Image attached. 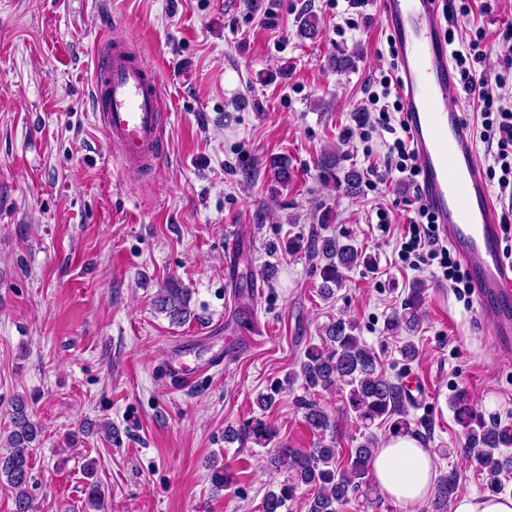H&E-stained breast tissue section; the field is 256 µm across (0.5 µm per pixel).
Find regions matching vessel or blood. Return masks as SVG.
<instances>
[{
    "mask_svg": "<svg viewBox=\"0 0 512 512\" xmlns=\"http://www.w3.org/2000/svg\"><path fill=\"white\" fill-rule=\"evenodd\" d=\"M397 67L396 91L420 169L422 202L469 274L478 320L492 342L512 351V264L501 243L503 225L492 199L466 106L450 102L457 69L448 52L450 0H380ZM92 96L110 144L124 165H152L162 114L155 71L131 59L126 45L101 52Z\"/></svg>",
    "mask_w": 512,
    "mask_h": 512,
    "instance_id": "obj_1",
    "label": "vessel or blood"
}]
</instances>
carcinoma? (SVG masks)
<instances>
[{"label":"carcinoma","instance_id":"cac0c4a2","mask_svg":"<svg viewBox=\"0 0 512 512\" xmlns=\"http://www.w3.org/2000/svg\"><path fill=\"white\" fill-rule=\"evenodd\" d=\"M309 252L321 257L323 296L333 294V288L343 284L346 273L360 265L362 252L352 243H341L334 238L316 237L308 244ZM424 288L412 284L404 308L388 321V330L415 332L419 326L418 308ZM189 293L172 281L158 293L156 310L168 316L171 322L183 324L190 316ZM355 326L349 320L338 319L326 328V346L312 347L305 352L300 364V376L307 391H328L342 383L348 387L345 402L348 410L367 428L376 420L394 418V429L410 432L402 384L386 377L378 370L375 352L354 334ZM456 422L465 430L467 450L479 461L487 473L486 489L491 494L504 492L498 479L501 471L512 467V459L502 456L501 449L512 447V422L492 420L485 422L475 414L467 394L459 392L449 401ZM306 426L319 436L315 447L306 451L277 447L269 455V464L289 473L287 483L277 491H270L263 500V512H283L287 502L296 498L304 487L313 493L304 500L305 512H339L348 503L350 495L370 491L369 474L374 455L373 441L366 438L350 450L348 458L340 460L336 448V424L312 399L298 400ZM12 430L7 436V448L0 452V481L6 482L14 493L15 512H36L28 487L32 480L31 451L41 433L33 419L26 399L17 397L11 405ZM277 437L273 427L262 420L232 438L248 440L265 447ZM91 478L86 492L84 512H104L105 493L94 481V463L85 465ZM459 474L451 469L441 475L430 503L432 512H448L449 503L459 491Z\"/></svg>","mask_w":512,"mask_h":512}]
</instances>
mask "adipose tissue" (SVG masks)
<instances>
[{"label":"adipose tissue","instance_id":"obj_1","mask_svg":"<svg viewBox=\"0 0 512 512\" xmlns=\"http://www.w3.org/2000/svg\"><path fill=\"white\" fill-rule=\"evenodd\" d=\"M372 476L381 493L415 512L434 490L435 456L415 436L393 435L376 448Z\"/></svg>","mask_w":512,"mask_h":512}]
</instances>
